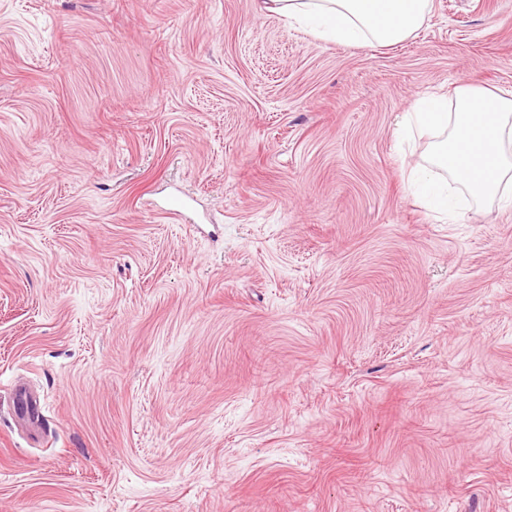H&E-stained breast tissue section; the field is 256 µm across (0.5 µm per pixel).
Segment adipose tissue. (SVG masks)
<instances>
[{"instance_id": "1", "label": "adipose tissue", "mask_w": 512, "mask_h": 512, "mask_svg": "<svg viewBox=\"0 0 512 512\" xmlns=\"http://www.w3.org/2000/svg\"><path fill=\"white\" fill-rule=\"evenodd\" d=\"M264 12L293 19L318 38L343 44L390 46L418 30L431 0H261ZM456 109L436 96L419 101L408 125L429 129L436 141L412 182L439 212L453 214L456 182L472 203L512 206V97L481 88H456Z\"/></svg>"}]
</instances>
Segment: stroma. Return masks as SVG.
Segmentation results:
<instances>
[{"label": "stroma", "instance_id": "obj_1", "mask_svg": "<svg viewBox=\"0 0 512 512\" xmlns=\"http://www.w3.org/2000/svg\"><path fill=\"white\" fill-rule=\"evenodd\" d=\"M462 85L512 0H0V512H512V207L437 220L399 135ZM431 0H261V9L310 28L320 39L390 46L418 30Z\"/></svg>", "mask_w": 512, "mask_h": 512}]
</instances>
